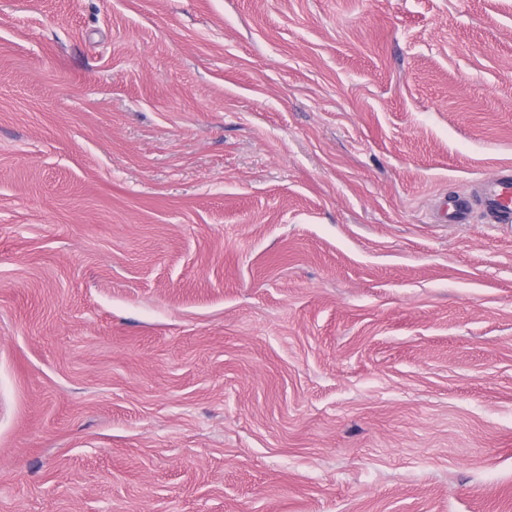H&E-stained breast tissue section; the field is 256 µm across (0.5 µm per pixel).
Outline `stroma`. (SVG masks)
Masks as SVG:
<instances>
[{
  "mask_svg": "<svg viewBox=\"0 0 512 512\" xmlns=\"http://www.w3.org/2000/svg\"><path fill=\"white\" fill-rule=\"evenodd\" d=\"M504 172L512 0H0V512H512ZM480 207L490 224H512V175H498L482 184Z\"/></svg>",
  "mask_w": 512,
  "mask_h": 512,
  "instance_id": "1",
  "label": "stroma"
}]
</instances>
